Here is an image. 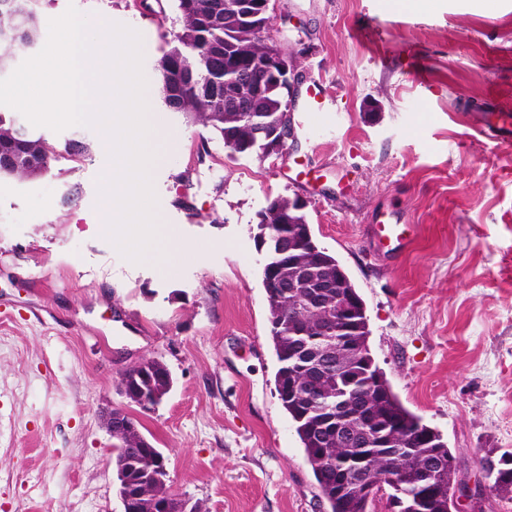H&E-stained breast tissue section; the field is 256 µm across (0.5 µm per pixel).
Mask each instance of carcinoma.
<instances>
[{"label": "carcinoma", "instance_id": "carcinoma-1", "mask_svg": "<svg viewBox=\"0 0 512 512\" xmlns=\"http://www.w3.org/2000/svg\"><path fill=\"white\" fill-rule=\"evenodd\" d=\"M42 0H0V68L9 65L18 54L28 53L43 33ZM180 29L173 34L169 49L159 64L162 101L167 110L180 112L205 127L211 128L222 140L233 139L237 154L260 157L264 150L254 143L252 128L243 119L246 109L268 121L277 120L287 108L288 93L281 88L266 87L260 93L249 89L239 95L224 96V72L241 71L259 76L262 65L270 56L275 43L265 16L243 20L233 12L224 11V0H177ZM56 154L41 135L26 132L14 122L0 116V175L33 178L47 173ZM257 235L277 237L288 243V253L282 257L270 255L268 263L276 266V274L296 284L295 295L276 302L270 294L269 278H263L270 312V334L278 361L275 388L283 409L292 421L308 461L321 462L314 470L320 498L327 512H371L374 501H366L363 486L373 482H388L391 475L399 476L403 492L419 494L420 471L433 458L434 448L426 445L416 449L415 457L406 469H399L391 453L377 451L363 467L349 474L347 487L340 489L338 474L348 466L344 449L323 441L324 447H312V432L319 420L350 403L361 405L378 422L398 427L402 438H413L426 427L421 418L407 410L390 392L379 400L363 377V367L357 357H348V369L336 373V325L321 329V318L308 312L298 319L293 310V297H307L314 292L311 285L323 276L336 278L340 264L336 257L314 240L304 211L295 207L288 197L269 201L259 213ZM345 284L356 301L351 319L366 328L368 318L363 301L351 279ZM308 358L322 366V375L310 385L314 402L308 415L303 416L281 395L286 383L285 373L290 359ZM115 460L124 463L116 470L119 494L126 512H142L152 507L161 491L163 476L160 452L155 448H129L119 435L113 436ZM493 490L512 493V466H499L492 474Z\"/></svg>", "mask_w": 512, "mask_h": 512}]
</instances>
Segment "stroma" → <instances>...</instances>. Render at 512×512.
Wrapping results in <instances>:
<instances>
[{
  "instance_id": "1",
  "label": "stroma",
  "mask_w": 512,
  "mask_h": 512,
  "mask_svg": "<svg viewBox=\"0 0 512 512\" xmlns=\"http://www.w3.org/2000/svg\"><path fill=\"white\" fill-rule=\"evenodd\" d=\"M142 36L161 109L159 59L176 0H44ZM272 35L299 78L324 80L340 113L277 162L230 156L181 114L152 174L158 214L201 259L163 271L118 252L97 216L109 165L99 130L41 128L57 159L0 177V512H122L103 419L124 410L160 448L168 484L199 512H325L275 391L278 361L254 236L269 200L302 198L315 239L347 271L376 365L438 431L462 476L512 453V138L480 136L512 113V0H274ZM76 139L84 154L64 145ZM405 227L403 253L368 225ZM162 361L155 409L122 393L126 370Z\"/></svg>"
}]
</instances>
